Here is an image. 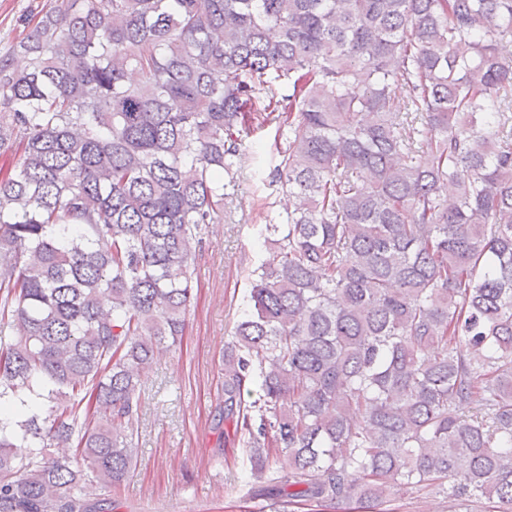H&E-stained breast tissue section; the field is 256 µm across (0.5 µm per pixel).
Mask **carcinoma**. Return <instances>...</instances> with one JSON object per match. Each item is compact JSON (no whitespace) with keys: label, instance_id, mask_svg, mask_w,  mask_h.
I'll list each match as a JSON object with an SVG mask.
<instances>
[{"label":"carcinoma","instance_id":"carcinoma-1","mask_svg":"<svg viewBox=\"0 0 512 512\" xmlns=\"http://www.w3.org/2000/svg\"><path fill=\"white\" fill-rule=\"evenodd\" d=\"M507 35L512 0H55L25 22L0 55V512H112L141 375L271 125L269 184L298 203L268 211L224 349V417L272 473L246 497L512 512ZM393 505L389 512H448V499L434 490L401 492L394 497Z\"/></svg>","mask_w":512,"mask_h":512}]
</instances>
